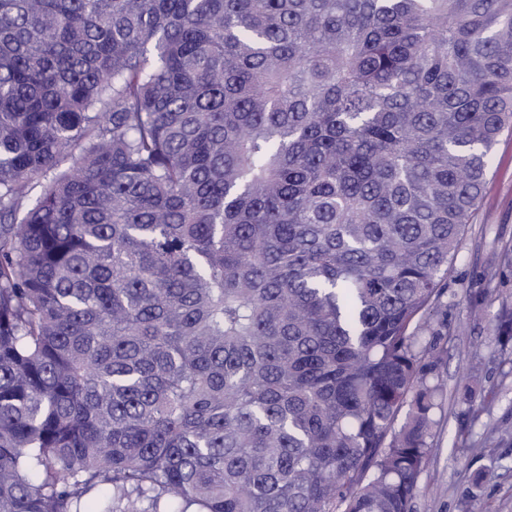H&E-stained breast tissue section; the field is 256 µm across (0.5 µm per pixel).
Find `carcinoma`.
Wrapping results in <instances>:
<instances>
[{
	"instance_id": "1",
	"label": "carcinoma",
	"mask_w": 512,
	"mask_h": 512,
	"mask_svg": "<svg viewBox=\"0 0 512 512\" xmlns=\"http://www.w3.org/2000/svg\"><path fill=\"white\" fill-rule=\"evenodd\" d=\"M506 127L512 0H0V512H412Z\"/></svg>"
}]
</instances>
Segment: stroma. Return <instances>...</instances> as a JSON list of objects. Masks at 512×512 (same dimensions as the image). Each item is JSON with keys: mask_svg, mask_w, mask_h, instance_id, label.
<instances>
[{"mask_svg": "<svg viewBox=\"0 0 512 512\" xmlns=\"http://www.w3.org/2000/svg\"><path fill=\"white\" fill-rule=\"evenodd\" d=\"M434 325L446 354L436 372L443 389L434 448L420 475L413 512H512V343L497 325L512 308V129L492 151L480 209L448 268ZM484 295L473 314L468 293ZM484 399L469 413L459 393Z\"/></svg>", "mask_w": 512, "mask_h": 512, "instance_id": "35a3bbf8", "label": "stroma"}]
</instances>
